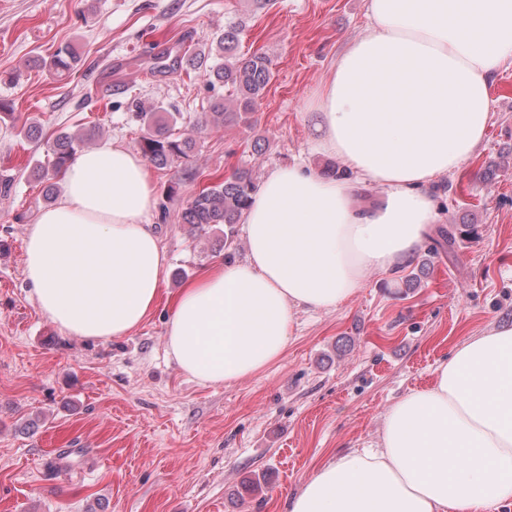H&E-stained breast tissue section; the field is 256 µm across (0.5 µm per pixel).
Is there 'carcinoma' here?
<instances>
[{"instance_id": "carcinoma-1", "label": "carcinoma", "mask_w": 512, "mask_h": 512, "mask_svg": "<svg viewBox=\"0 0 512 512\" xmlns=\"http://www.w3.org/2000/svg\"><path fill=\"white\" fill-rule=\"evenodd\" d=\"M238 34L237 28L230 27L215 37L217 53L211 63L202 57H183L177 61V67L201 73L206 84L216 91L210 100V111L201 121L203 126L246 122L270 82L272 72L266 56L257 52L248 57L237 55ZM78 62L70 46L59 48L48 62L37 60V64L48 67L49 72L57 76L70 73ZM226 86L236 92V102L232 106L227 105L224 95L218 93V89ZM135 117L142 132L140 152L156 169H178L190 160L196 149L195 140L175 133L181 113L168 112L161 116L155 109L142 110L135 113ZM94 136L92 130L81 136L58 131L43 142L48 160L33 165L30 176L41 185L46 201L54 199L57 184L75 160L77 152L85 141ZM180 186V178L170 180L159 203L161 220L167 219L169 203L177 197ZM256 190L250 171L238 170L201 189L182 210L180 219L192 230L205 234L217 225L224 226V247L228 248L232 243L234 225L239 223Z\"/></svg>"}]
</instances>
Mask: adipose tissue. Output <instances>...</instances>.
<instances>
[{
	"mask_svg": "<svg viewBox=\"0 0 512 512\" xmlns=\"http://www.w3.org/2000/svg\"><path fill=\"white\" fill-rule=\"evenodd\" d=\"M370 25L309 109L316 146L351 180L275 170L242 215L244 262L188 283L167 323L182 372L219 385L278 360L294 312L337 308L367 272H397L436 214L428 190L483 140L492 79L512 58V0H368ZM383 196L362 208L356 186ZM145 160L106 143L80 155L28 230L24 275L71 336L129 335L154 310L168 258L147 224ZM512 505V327L466 339L427 389L387 413L379 447L320 466L287 512H499Z\"/></svg>",
	"mask_w": 512,
	"mask_h": 512,
	"instance_id": "ef3b65f1",
	"label": "adipose tissue"
}]
</instances>
